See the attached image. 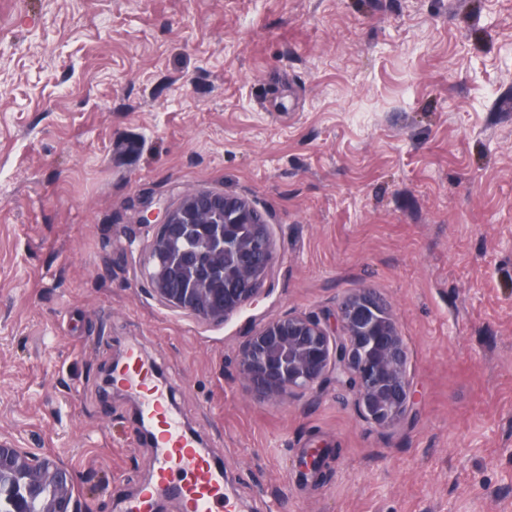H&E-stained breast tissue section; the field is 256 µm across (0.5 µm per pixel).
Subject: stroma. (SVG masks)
Instances as JSON below:
<instances>
[{
    "label": "stroma",
    "mask_w": 512,
    "mask_h": 512,
    "mask_svg": "<svg viewBox=\"0 0 512 512\" xmlns=\"http://www.w3.org/2000/svg\"><path fill=\"white\" fill-rule=\"evenodd\" d=\"M195 190L249 199L277 251L222 323L164 306L154 227L126 236ZM361 288L410 421L239 376L251 330ZM133 346L247 512H512V0H0V439L67 462L89 512L153 483L140 394L102 389ZM326 447V444L319 443L315 448H306L301 452L298 459V468L302 475H307V481L309 478L314 482L318 479L319 473L316 471L319 470L326 456V450L328 449Z\"/></svg>",
    "instance_id": "1"
}]
</instances>
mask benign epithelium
Here are the masks:
<instances>
[{
	"instance_id": "7a95c632",
	"label": "benign epithelium",
	"mask_w": 512,
	"mask_h": 512,
	"mask_svg": "<svg viewBox=\"0 0 512 512\" xmlns=\"http://www.w3.org/2000/svg\"><path fill=\"white\" fill-rule=\"evenodd\" d=\"M154 224L144 269L152 292L166 306L201 319L222 322L255 300L270 278L276 250L270 224L246 198L194 191L180 202L141 215ZM198 225L202 253L214 265L238 259V274L222 288L188 276L180 258L162 261L167 244ZM226 224H249L247 239L233 237ZM407 346L395 316L369 289L345 298L332 313L275 316L251 331L240 348L238 372L263 398L276 399L328 381L354 397L359 416L379 430H392L408 415L414 395L407 374ZM326 445L305 448L299 472L317 480ZM10 482L5 512H87L71 467L51 453L0 440V481Z\"/></svg>"
}]
</instances>
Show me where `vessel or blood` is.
Returning <instances> with one entry per match:
<instances>
[{
	"mask_svg": "<svg viewBox=\"0 0 512 512\" xmlns=\"http://www.w3.org/2000/svg\"><path fill=\"white\" fill-rule=\"evenodd\" d=\"M122 379L128 387L143 392L145 415L161 430L155 482L135 504V512H145L155 493L165 490L177 495L188 512H236L224 492L221 473L197 451L194 440L182 432L166 406V387L154 382L152 371L137 350L128 352Z\"/></svg>",
	"mask_w": 512,
	"mask_h": 512,
	"instance_id": "obj_1",
	"label": "vessel or blood"
}]
</instances>
